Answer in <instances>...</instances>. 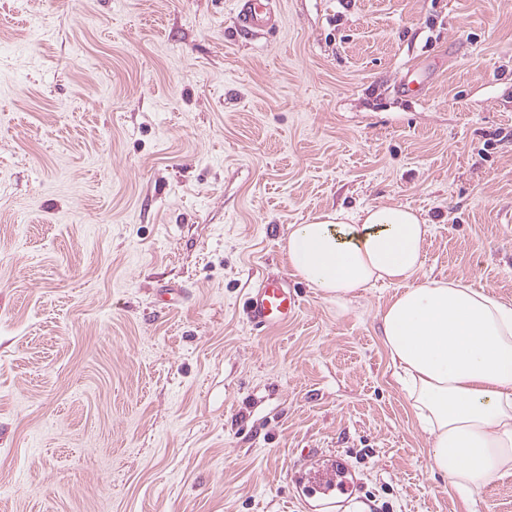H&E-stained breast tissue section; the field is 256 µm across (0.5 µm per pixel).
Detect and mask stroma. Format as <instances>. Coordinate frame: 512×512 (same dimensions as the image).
<instances>
[{
	"label": "stroma",
	"instance_id": "1",
	"mask_svg": "<svg viewBox=\"0 0 512 512\" xmlns=\"http://www.w3.org/2000/svg\"><path fill=\"white\" fill-rule=\"evenodd\" d=\"M277 8L247 35L233 0H0V512H296L307 448L376 512H467L381 342L394 286L337 314L282 245L408 205L423 275L512 303V0ZM264 274L301 309L259 334ZM427 82L425 78L417 75V67L411 66L401 76L399 89L402 93L413 97H421L427 92Z\"/></svg>",
	"mask_w": 512,
	"mask_h": 512
}]
</instances>
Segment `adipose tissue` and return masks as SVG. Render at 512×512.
Here are the masks:
<instances>
[{
	"label": "adipose tissue",
	"mask_w": 512,
	"mask_h": 512,
	"mask_svg": "<svg viewBox=\"0 0 512 512\" xmlns=\"http://www.w3.org/2000/svg\"><path fill=\"white\" fill-rule=\"evenodd\" d=\"M431 227L412 208H340L292 225V273L346 312L368 286L393 374L429 437L433 471L467 505L512 474V304L460 279L423 276Z\"/></svg>",
	"instance_id": "1"
}]
</instances>
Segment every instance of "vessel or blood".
Returning a JSON list of instances; mask_svg holds the SVG:
<instances>
[{"label":"vessel or blood","instance_id":"1","mask_svg":"<svg viewBox=\"0 0 512 512\" xmlns=\"http://www.w3.org/2000/svg\"><path fill=\"white\" fill-rule=\"evenodd\" d=\"M238 28L246 33L264 32L278 23L275 0H235ZM402 93L420 97L427 92L425 78L416 67L401 76ZM300 296L287 280L264 276L247 293L243 309L252 330L261 332L280 325L298 313ZM292 492L301 512H347L360 489L353 471L337 454L302 451L292 468Z\"/></svg>","mask_w":512,"mask_h":512}]
</instances>
